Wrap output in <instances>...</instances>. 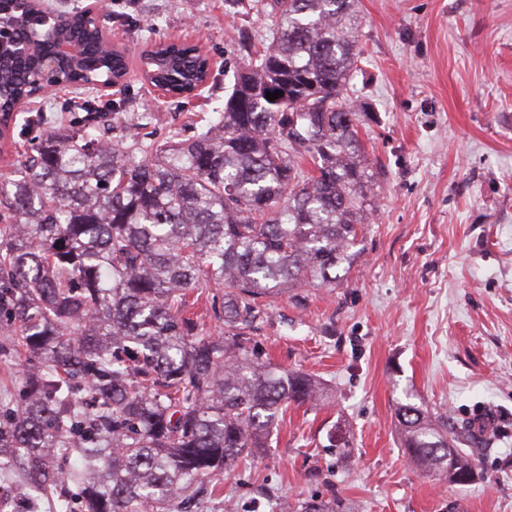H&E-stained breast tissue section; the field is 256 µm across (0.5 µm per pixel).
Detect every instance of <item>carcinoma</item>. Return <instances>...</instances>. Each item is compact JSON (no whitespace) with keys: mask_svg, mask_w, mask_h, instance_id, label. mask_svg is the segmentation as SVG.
<instances>
[{"mask_svg":"<svg viewBox=\"0 0 512 512\" xmlns=\"http://www.w3.org/2000/svg\"><path fill=\"white\" fill-rule=\"evenodd\" d=\"M272 41L234 75L224 112L192 138L112 142L100 114L29 146L0 182V361H22L0 390V476L27 512H187L294 405L330 401L311 375L251 348L285 295L334 288L361 254L383 172L358 137L367 103L350 95L362 62L360 0H270ZM15 25L20 38L51 36ZM64 72L105 79L120 61L99 25ZM158 81L202 73L187 50H158ZM36 57L0 55V121L32 90ZM281 91L271 101L266 93ZM138 150L139 161L130 158ZM205 296L217 335L187 314ZM409 461L439 480L478 478L470 425L396 409ZM279 512H348L300 499Z\"/></svg>","mask_w":512,"mask_h":512,"instance_id":"cac0c4a2","label":"carcinoma"}]
</instances>
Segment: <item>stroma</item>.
<instances>
[{
	"label": "stroma",
	"mask_w": 512,
	"mask_h": 512,
	"mask_svg": "<svg viewBox=\"0 0 512 512\" xmlns=\"http://www.w3.org/2000/svg\"><path fill=\"white\" fill-rule=\"evenodd\" d=\"M266 0H112L106 27L128 48L121 90L58 88L0 145V176L31 140L102 112L113 140L190 137L224 107L245 60L240 35L268 42ZM367 102L359 138L385 176L362 252L335 289L285 297L256 344L264 360L312 375L331 403L289 409L268 450L225 475L201 512H268L267 500L337 492L351 512H512V0H361ZM191 39L215 61L194 99L138 76L152 39ZM461 423L497 420L473 448L479 477L441 482L400 446L398 404ZM339 431L351 450L330 448Z\"/></svg>",
	"instance_id": "35a3bbf8"
}]
</instances>
